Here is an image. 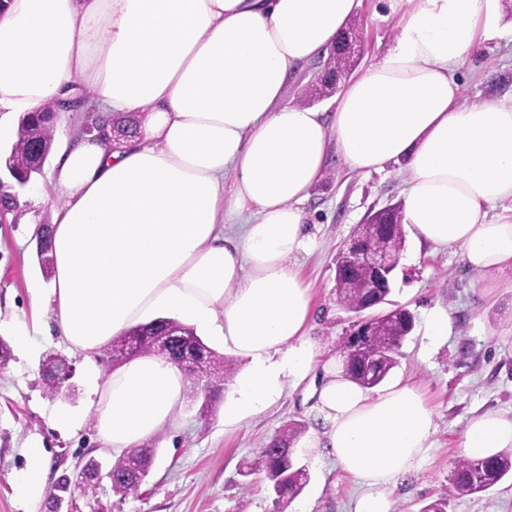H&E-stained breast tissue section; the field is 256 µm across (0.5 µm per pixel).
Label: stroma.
Listing matches in <instances>:
<instances>
[{"instance_id":"1","label":"stroma","mask_w":512,"mask_h":512,"mask_svg":"<svg viewBox=\"0 0 512 512\" xmlns=\"http://www.w3.org/2000/svg\"><path fill=\"white\" fill-rule=\"evenodd\" d=\"M379 10V0H362L363 52L354 72L374 63L395 36L394 20L380 19ZM500 27L499 38L483 43L461 63V104L512 93V15L501 14ZM408 177L400 164L371 173L336 165L311 191L305 204L311 240L298 271L312 294L307 329L321 346L320 362L338 356L356 319L336 300V256L371 213L402 203ZM16 193L18 206L0 223V339L7 342L15 328L31 323V285L47 288L53 278L39 264L29 226L50 223L57 201H30L23 187ZM397 307L412 313L414 328L391 376L419 389L434 413L435 431L420 470L391 487L389 499L391 512H419L447 488L454 463L464 454L468 420L487 411L512 413V280L474 275L461 248L421 243L410 228L380 309ZM434 307L450 317L448 338L436 346L430 345L425 327V315ZM50 353L73 363L76 395L71 400L46 392L39 368ZM84 374L82 356L54 334L37 337L28 354L10 351L0 365V512H290L294 507L353 512L360 487L335 456L299 455L310 480L287 508L275 502L263 473H244L259 448L288 423L318 429L313 379L287 388L273 405L230 431L224 428L223 403L203 417L198 403L184 398L178 428H163L150 440L155 458L139 493L124 497L113 492L108 479L85 482L79 477L88 459L107 464L113 459L111 450L96 442L91 421L73 431L55 424L58 411L86 404ZM33 448L47 459L46 485L38 495L18 487ZM448 512H512V478L453 500Z\"/></svg>"}]
</instances>
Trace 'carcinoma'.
I'll use <instances>...</instances> for the list:
<instances>
[{
    "label": "carcinoma",
    "instance_id": "obj_1",
    "mask_svg": "<svg viewBox=\"0 0 512 512\" xmlns=\"http://www.w3.org/2000/svg\"><path fill=\"white\" fill-rule=\"evenodd\" d=\"M56 132L54 120L46 119L42 112H31L22 116L17 139L11 146L8 156L18 176L35 173V162L25 156L29 143L39 146L44 155L51 153ZM365 273L357 274V280H344L336 290L338 302L347 310L360 314L367 311V304L375 295L386 297L387 289L361 288L359 283L366 281ZM414 320L398 313V318H381L374 322V335L367 337L366 348L356 352L345 342L341 352L348 377L366 389L380 385L398 366L399 349L412 331ZM131 331L144 333L143 354L159 356L169 362L181 353L186 346L199 347L208 352L210 361L222 367L216 375L208 367L202 366L194 374L185 375L186 382L194 388L200 378H205L211 386V394L204 399L200 408L205 415L217 399L226 380L236 372L235 362L224 357L206 345L193 327L174 318L157 319L148 324L131 328ZM305 434V427L299 423L289 424L269 445L261 449L255 463L257 470L264 472L265 478L277 497L286 505L305 488L309 482L307 469L296 463L293 445ZM155 457L153 448H137L134 454H123L112 460V473L116 481L112 490L122 495H135L141 487V477L148 474ZM512 476V452L499 453L486 459L462 456L455 462L454 473L448 488L436 499L420 508L419 512H448L452 500L486 491L503 479Z\"/></svg>",
    "mask_w": 512,
    "mask_h": 512
}]
</instances>
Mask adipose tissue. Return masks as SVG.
<instances>
[{
    "label": "adipose tissue",
    "instance_id": "1",
    "mask_svg": "<svg viewBox=\"0 0 512 512\" xmlns=\"http://www.w3.org/2000/svg\"><path fill=\"white\" fill-rule=\"evenodd\" d=\"M396 21L379 59L339 86L327 114L283 105L362 0H9L0 13V111L24 114L91 90L95 115H135L118 147L73 128L47 182L54 276L31 288L93 387L83 414L121 455L174 424L182 371L144 355L101 378L96 355L140 324L175 316L247 370L224 403L233 428L306 379L310 298L295 269L310 190L330 164L405 163L403 221L422 242L463 249L480 276L512 275V97L459 102L461 61L499 33L497 0H382ZM328 451L362 486L354 512H390L388 490L431 448L432 411L397 381L348 379L342 359L317 390ZM466 454L512 448V415L472 418Z\"/></svg>",
    "mask_w": 512,
    "mask_h": 512
}]
</instances>
